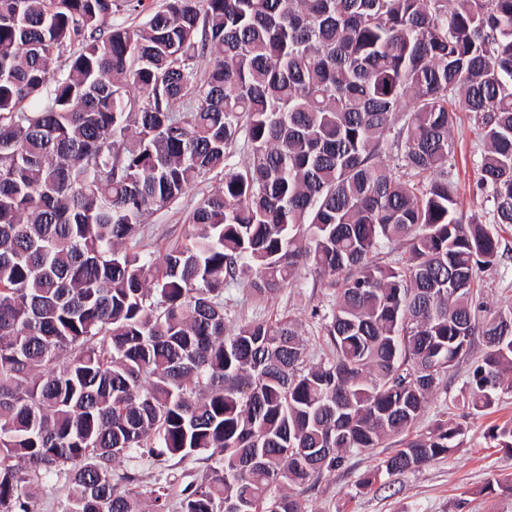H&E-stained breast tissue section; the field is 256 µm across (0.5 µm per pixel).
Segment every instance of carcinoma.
<instances>
[{"label": "carcinoma", "instance_id": "obj_1", "mask_svg": "<svg viewBox=\"0 0 512 512\" xmlns=\"http://www.w3.org/2000/svg\"><path fill=\"white\" fill-rule=\"evenodd\" d=\"M118 8L0 0V512H35L50 475L73 485L62 512H143L112 469L126 454L204 455L180 512H305L324 472L422 416L475 337L463 407L512 391V311L479 288L512 224V0H166L107 24ZM459 112L491 224L450 179ZM212 172L184 236L141 245ZM305 267L335 293L313 310L323 362L287 316L225 334L224 288L273 298ZM462 435L404 437L360 486ZM487 438L512 449V422ZM148 512H170L168 485ZM165 0H143V8L140 9V13H131L123 10V7H120L119 11L112 14V17L108 20V23L111 24H124V25H138L143 23L148 14L154 12L158 9H161Z\"/></svg>", "mask_w": 512, "mask_h": 512}]
</instances>
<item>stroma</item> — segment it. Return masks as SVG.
I'll return each mask as SVG.
<instances>
[{
  "mask_svg": "<svg viewBox=\"0 0 512 512\" xmlns=\"http://www.w3.org/2000/svg\"><path fill=\"white\" fill-rule=\"evenodd\" d=\"M453 135L456 155L450 175L457 185L462 210L491 222L489 206L477 189L484 146L467 114H460ZM223 181V176L208 175L184 197L155 211L144 228L143 242L148 249L164 247L180 238L197 202L219 190ZM499 232L509 251L497 267L483 273L482 298L490 306L506 307L512 306V226L501 225ZM333 296L334 291L326 282L306 270L269 300L253 296L247 288L232 286L224 291L226 328L231 331L256 319L292 317L308 343V363L317 364L324 361L326 347L321 321L312 317L311 311L327 308ZM470 367L471 362L466 359L449 371L445 388L429 397L424 415L414 426L419 434L438 420L461 421L463 445L455 454L396 476L388 486L361 493L357 490L360 479L380 459L392 455L398 444L388 439L379 447L349 453L342 469L324 473L315 487L303 492L307 512H512V494L491 488L495 480L512 474V451L491 447L486 437L489 426L512 420V392L502 394L488 414L465 416L462 393ZM206 466V461L196 455L159 464L132 454L113 464L115 472L138 474V490L143 495L156 481H167L175 504L180 501L182 489L198 481Z\"/></svg>",
  "mask_w": 512,
  "mask_h": 512,
  "instance_id": "35a3bbf8",
  "label": "stroma"
}]
</instances>
